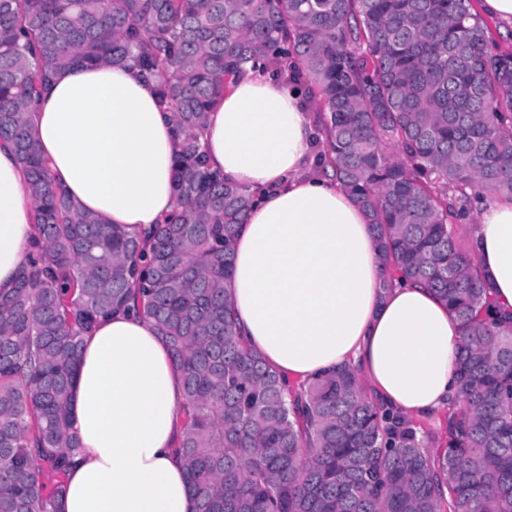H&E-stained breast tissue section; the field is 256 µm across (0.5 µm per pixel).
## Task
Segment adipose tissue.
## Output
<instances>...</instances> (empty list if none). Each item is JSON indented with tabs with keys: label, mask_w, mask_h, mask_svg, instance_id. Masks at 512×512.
<instances>
[{
	"label": "adipose tissue",
	"mask_w": 512,
	"mask_h": 512,
	"mask_svg": "<svg viewBox=\"0 0 512 512\" xmlns=\"http://www.w3.org/2000/svg\"><path fill=\"white\" fill-rule=\"evenodd\" d=\"M29 120L54 179L83 209L134 237L171 212L172 114L132 66L59 72ZM314 141L302 91L262 72L218 99L200 135L211 169L254 198L233 246L236 330L288 381L349 365L397 414L430 418L456 397L459 323L429 289L385 287L365 213L309 164ZM34 212L26 176L0 143V297L33 249ZM470 252L512 315V200L481 204ZM183 403L152 322L131 310L101 318L79 357L78 447L58 512H195L173 453Z\"/></svg>",
	"instance_id": "ef3b65f1"
}]
</instances>
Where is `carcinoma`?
<instances>
[{"label":"carcinoma","mask_w":512,"mask_h":512,"mask_svg":"<svg viewBox=\"0 0 512 512\" xmlns=\"http://www.w3.org/2000/svg\"><path fill=\"white\" fill-rule=\"evenodd\" d=\"M95 64L132 65L174 114L175 206L147 241L82 210L29 126L42 81ZM249 66L305 77L317 165L391 271L461 323L434 451L355 369L287 387L235 333L226 285L251 198L208 167L199 131ZM0 140L40 248L0 299V512H56L83 336L135 294L182 379L196 512H512V327L454 232L474 196L512 195V51L471 0H0Z\"/></svg>","instance_id":"1"}]
</instances>
